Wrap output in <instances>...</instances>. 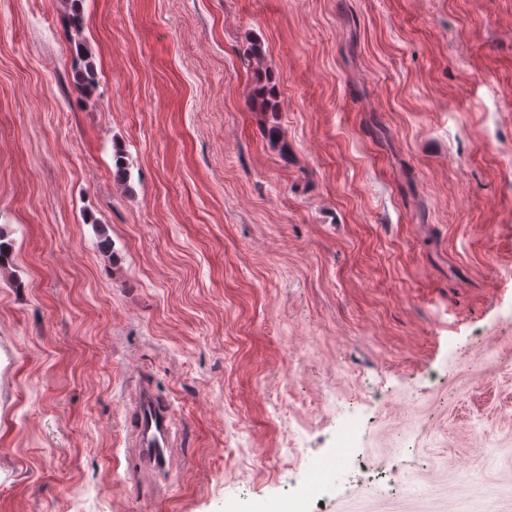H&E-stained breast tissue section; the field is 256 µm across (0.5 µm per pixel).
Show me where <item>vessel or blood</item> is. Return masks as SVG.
<instances>
[{
  "instance_id": "b4317fda",
  "label": "vessel or blood",
  "mask_w": 512,
  "mask_h": 512,
  "mask_svg": "<svg viewBox=\"0 0 512 512\" xmlns=\"http://www.w3.org/2000/svg\"><path fill=\"white\" fill-rule=\"evenodd\" d=\"M130 446L141 470L162 476L173 469V421L167 404L150 388H140L131 403Z\"/></svg>"
}]
</instances>
